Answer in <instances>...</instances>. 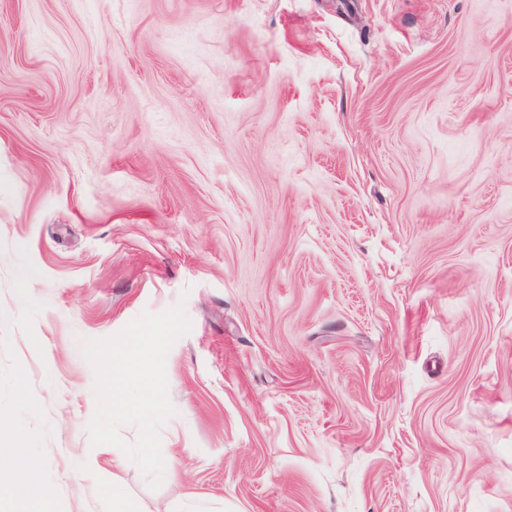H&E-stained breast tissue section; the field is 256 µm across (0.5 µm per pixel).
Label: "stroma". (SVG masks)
I'll return each instance as SVG.
<instances>
[{
  "label": "stroma",
  "mask_w": 512,
  "mask_h": 512,
  "mask_svg": "<svg viewBox=\"0 0 512 512\" xmlns=\"http://www.w3.org/2000/svg\"><path fill=\"white\" fill-rule=\"evenodd\" d=\"M183 304L150 489L82 342ZM54 512H512V0H0V482ZM13 445L15 451L10 455L16 469V480L10 493L16 504V512H52V501L42 493L39 484L41 464L25 455V436L17 432Z\"/></svg>",
  "instance_id": "35a3bbf8"
}]
</instances>
